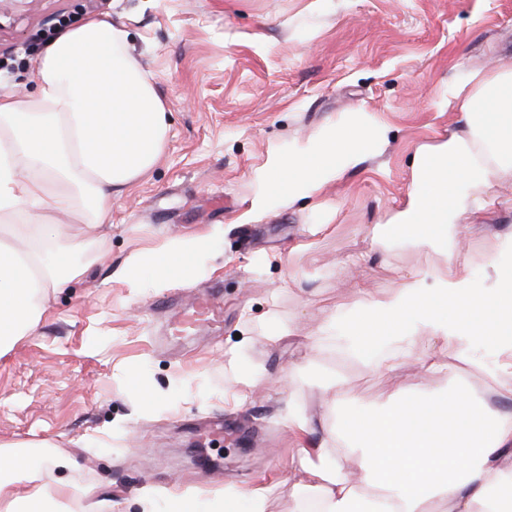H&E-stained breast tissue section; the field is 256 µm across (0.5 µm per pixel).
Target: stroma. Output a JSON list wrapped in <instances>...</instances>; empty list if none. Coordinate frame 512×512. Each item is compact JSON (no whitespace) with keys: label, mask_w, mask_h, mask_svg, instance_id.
I'll list each match as a JSON object with an SVG mask.
<instances>
[{"label":"stroma","mask_w":512,"mask_h":512,"mask_svg":"<svg viewBox=\"0 0 512 512\" xmlns=\"http://www.w3.org/2000/svg\"><path fill=\"white\" fill-rule=\"evenodd\" d=\"M108 14L127 32L125 50L149 72L165 104L168 134L152 170L112 204L105 262L52 297L39 330L0 357V443L49 442L72 468L46 477L113 503L112 512H168L166 491L194 492L214 512L225 487L262 481L267 512H298L300 441L288 406L327 428L329 375L348 379L367 405L400 389H439L461 376L489 396L492 381L436 348L444 371L415 358L390 374L343 352L319 324L343 320L354 282L384 294L402 276L441 262L410 244L376 245L411 183L421 145L457 126L446 104L462 68L512 67V0H0V93H31L39 59L22 46ZM365 109L389 129L370 157L319 196L290 208L250 209L252 177L271 147L304 139L341 113ZM499 203L471 235L473 252L512 232V177L492 188ZM212 233L206 270L167 288L130 287L126 259L175 233ZM217 292L224 321L171 333L170 300L185 310ZM291 334L273 337L274 329ZM253 370L246 384L239 367ZM136 374L141 392L130 391ZM160 396L146 407L144 393Z\"/></svg>","instance_id":"obj_1"}]
</instances>
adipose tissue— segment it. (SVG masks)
<instances>
[{
  "label": "adipose tissue",
  "mask_w": 512,
  "mask_h": 512,
  "mask_svg": "<svg viewBox=\"0 0 512 512\" xmlns=\"http://www.w3.org/2000/svg\"><path fill=\"white\" fill-rule=\"evenodd\" d=\"M111 16H91L46 44L31 94H0V356L36 332L49 300L82 279L112 225V203L160 158L168 126L152 79L125 49ZM458 128L420 146L411 185L375 241L443 252L441 265L409 273L391 295L356 285V309L343 326L350 352L375 371L418 357L442 368L421 339L447 345L457 359L491 375L496 396L512 398V233L479 261L491 285L478 287L464 259L472 218L494 205L490 191L512 173V68L464 70L448 87ZM388 133L376 113L346 112L289 149L272 147L254 173L251 208L268 213L315 198L365 158L381 154ZM60 213H75L94 236L65 240ZM207 235L182 234L160 249L130 257L123 274L138 284L147 272L186 275L205 260ZM330 425L302 449L294 487L313 512H512V412L474 398L461 384L401 393L363 408L348 382L333 379ZM39 469H32L33 458ZM68 458L37 453L26 441L0 452V512H70L50 501L41 474L68 468ZM359 484L346 477L349 468ZM35 490L21 491L20 479Z\"/></svg>",
  "instance_id": "1"
}]
</instances>
